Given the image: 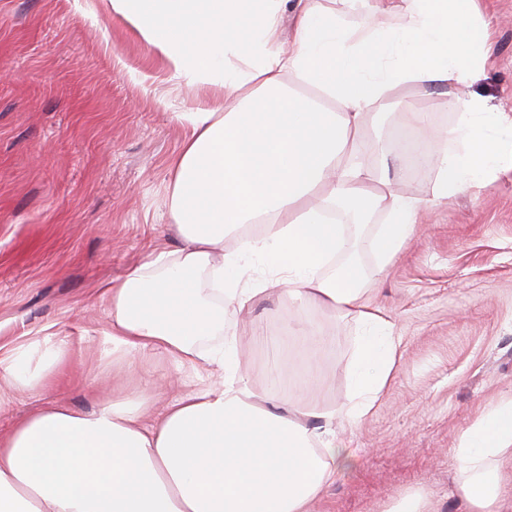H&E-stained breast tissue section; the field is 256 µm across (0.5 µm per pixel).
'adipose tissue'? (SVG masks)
<instances>
[{
    "label": "adipose tissue",
    "instance_id": "ef3b65f1",
    "mask_svg": "<svg viewBox=\"0 0 512 512\" xmlns=\"http://www.w3.org/2000/svg\"><path fill=\"white\" fill-rule=\"evenodd\" d=\"M104 2L171 65L173 80L237 99L224 112L177 113L188 133L169 164L165 216L180 245L101 289L113 355L159 350L220 378L178 396L155 422L141 390L104 396L89 412L48 404L19 420L0 438V512H310L347 462L336 409L263 406L224 335V306L276 290L299 307L355 317L366 333L345 417L356 423L374 410L398 344L369 302L361 261L347 255L350 225L332 215L385 214L362 242L383 265L422 223L424 204L365 170L353 149L362 117L388 112L410 82L445 89L442 105L457 115L447 143L425 147L435 200L512 169V118L457 94L491 56L479 0H374L355 27L319 0H297L287 40L284 0L254 11L245 0ZM398 6L403 25H380ZM339 253L347 259L338 265ZM70 357L69 342L46 333L1 358L0 377L37 392ZM455 457L454 493L467 512H512V401L466 429Z\"/></svg>",
    "mask_w": 512,
    "mask_h": 512
}]
</instances>
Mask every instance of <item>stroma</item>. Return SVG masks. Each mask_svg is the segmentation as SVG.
Returning a JSON list of instances; mask_svg holds the SVG:
<instances>
[{"instance_id":"35a3bbf8","label":"stroma","mask_w":512,"mask_h":512,"mask_svg":"<svg viewBox=\"0 0 512 512\" xmlns=\"http://www.w3.org/2000/svg\"><path fill=\"white\" fill-rule=\"evenodd\" d=\"M481 11L493 51L465 93L512 117V0H482ZM396 98L388 121L359 135L356 160L366 169L381 166L376 134L414 138L413 113H430V141L446 140L436 93L406 84ZM206 101L203 90L172 80L169 64L103 0H0V356L45 327L72 349L49 389L21 393L0 377V437L43 405L90 411L99 390L161 380L156 418L177 395L217 379L214 369L180 370L158 352L106 363L100 296L103 282L149 252L178 247L160 219L169 162L186 134L175 115ZM434 185L430 169L409 178L426 221L388 265L361 254L402 357L360 422L343 416L362 332L354 318L320 307L300 315L276 291L243 310L224 308L256 393L283 404L311 367L323 380L318 400L336 408L349 463L312 512H386L414 489L431 512H466L453 493L459 436L512 399V172L445 204L435 203ZM304 317L333 340L314 361L303 337L276 342ZM276 357L284 378L275 391L264 369Z\"/></svg>"}]
</instances>
